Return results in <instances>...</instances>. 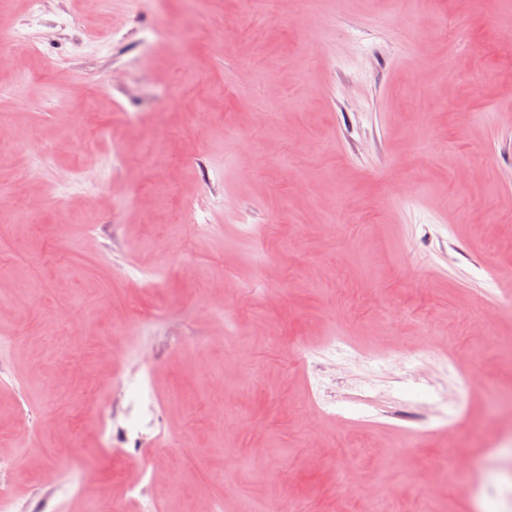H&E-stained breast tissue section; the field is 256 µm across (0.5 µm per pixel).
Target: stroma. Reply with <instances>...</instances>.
Returning <instances> with one entry per match:
<instances>
[{
    "label": "stroma",
    "mask_w": 512,
    "mask_h": 512,
    "mask_svg": "<svg viewBox=\"0 0 512 512\" xmlns=\"http://www.w3.org/2000/svg\"><path fill=\"white\" fill-rule=\"evenodd\" d=\"M65 2L0 11V480L20 507L138 512L99 410L136 426L148 387L161 512H512V309L488 310L512 294V0H104L112 45L61 27ZM186 197L216 232L177 224ZM121 270L167 272L159 317ZM417 339L434 357L407 360ZM315 386L348 419L315 420Z\"/></svg>",
    "instance_id": "1"
}]
</instances>
